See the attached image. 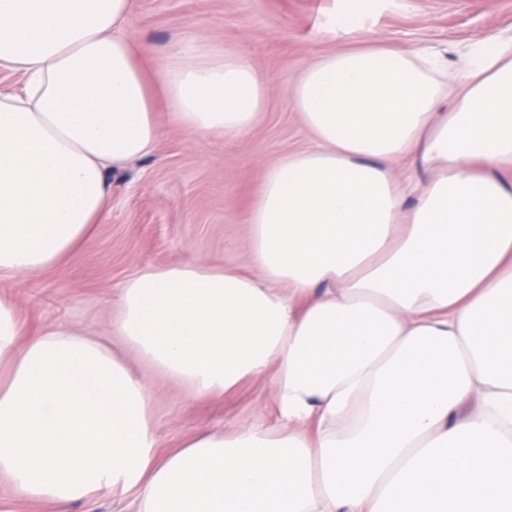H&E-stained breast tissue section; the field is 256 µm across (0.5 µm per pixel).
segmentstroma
<instances>
[{
    "label": "stroma",
    "mask_w": 512,
    "mask_h": 512,
    "mask_svg": "<svg viewBox=\"0 0 512 512\" xmlns=\"http://www.w3.org/2000/svg\"><path fill=\"white\" fill-rule=\"evenodd\" d=\"M345 8L346 0H131L122 32L138 53L161 60L202 40L240 55L266 79L265 105L247 133L206 140L158 105L154 153L109 172L112 194L91 234L49 270L0 278V299L15 306L29 332L76 328L105 341L152 386L158 454L206 431L275 425L268 377L197 399L108 329L120 288L145 270L206 263L253 271L249 217L265 170L313 146L288 101V83L324 55L379 44L440 52L453 70L468 46L512 33V0H364L349 28L332 31V16ZM0 512H136V501L109 487L72 502L27 499L0 477Z\"/></svg>",
    "instance_id": "obj_1"
}]
</instances>
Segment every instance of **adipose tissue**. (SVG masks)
I'll return each mask as SVG.
<instances>
[{"instance_id": "adipose-tissue-1", "label": "adipose tissue", "mask_w": 512, "mask_h": 512, "mask_svg": "<svg viewBox=\"0 0 512 512\" xmlns=\"http://www.w3.org/2000/svg\"><path fill=\"white\" fill-rule=\"evenodd\" d=\"M130 0H0V275L34 274L99 223L110 169L152 154L151 85L174 122L241 135L267 82L192 41L146 75ZM444 61L344 51L288 100L311 150L266 169L255 273L149 269L113 332L192 396L270 374L276 426L155 452L152 389L65 325L25 338L0 299V476L24 498L104 486L137 512H512V37ZM404 163L398 181L391 163Z\"/></svg>"}]
</instances>
